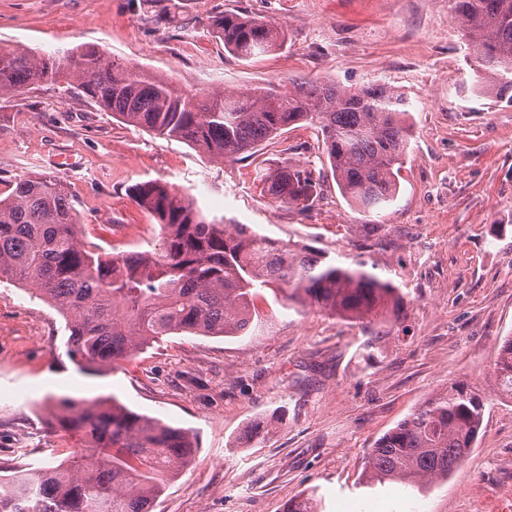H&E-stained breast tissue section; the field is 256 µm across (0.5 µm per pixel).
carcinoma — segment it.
<instances>
[{
  "label": "carcinoma",
  "instance_id": "carcinoma-1",
  "mask_svg": "<svg viewBox=\"0 0 512 512\" xmlns=\"http://www.w3.org/2000/svg\"><path fill=\"white\" fill-rule=\"evenodd\" d=\"M477 62L474 92L512 103V0H450ZM224 50L247 61L280 46L282 32L247 13L210 17ZM82 91L124 123L234 161L300 123L317 125L336 184L361 211L379 213L399 193L398 165L408 154L410 103L384 85L343 87L293 79L286 96L253 91L198 92L117 64L91 48L37 56L0 44V99L34 85ZM264 191L309 210L321 177L307 166L266 174ZM0 198V278L37 291L66 319V354L82 371L100 372L164 336H240L264 289L288 307H316L365 324L399 314L405 294L363 260L327 262L281 246L243 224L207 217L159 181L129 196L163 232L158 252L102 255L85 248L67 180L19 177ZM493 393L512 401V336L499 344ZM488 397L452 382L374 442L360 487L397 484L419 494L448 476L473 448ZM60 430L77 438L56 466L0 469V512H151L167 483L192 461L189 432L107 398L59 401Z\"/></svg>",
  "mask_w": 512,
  "mask_h": 512
}]
</instances>
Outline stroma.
I'll return each mask as SVG.
<instances>
[{
    "label": "stroma",
    "mask_w": 512,
    "mask_h": 512,
    "mask_svg": "<svg viewBox=\"0 0 512 512\" xmlns=\"http://www.w3.org/2000/svg\"><path fill=\"white\" fill-rule=\"evenodd\" d=\"M176 2L171 21L136 0H0V43L38 55L93 46L193 91L281 95L304 77L391 86L409 99L413 129L396 200L367 216L330 176L310 211L268 197L263 173L320 167L316 126L219 162L56 86L0 99V195L18 177L61 176L86 245L151 251L160 228L127 189L157 180L208 217L330 261L365 260L402 288L400 317L369 358L371 329L269 293L244 335L166 336L90 375L66 354L59 311L0 279V463L74 447L51 426L60 398L113 396L195 440L153 512H285L311 491L320 512H512V402L494 398L475 448L428 493L356 487L374 441L431 394L464 381L490 395L498 345L512 336V103L472 93L476 63L449 0ZM224 12L273 23L283 45L237 59L208 24Z\"/></svg>",
    "instance_id": "stroma-1"
}]
</instances>
